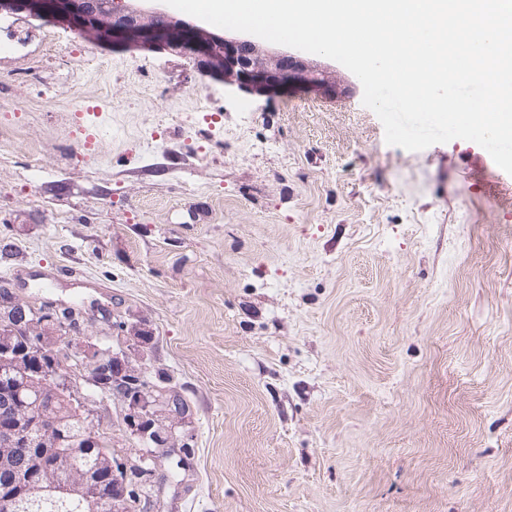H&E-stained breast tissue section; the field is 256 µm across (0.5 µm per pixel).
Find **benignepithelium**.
I'll use <instances>...</instances> for the list:
<instances>
[{
    "label": "benign epithelium",
    "mask_w": 512,
    "mask_h": 512,
    "mask_svg": "<svg viewBox=\"0 0 512 512\" xmlns=\"http://www.w3.org/2000/svg\"><path fill=\"white\" fill-rule=\"evenodd\" d=\"M3 12L26 13L56 20L89 39L110 46L140 50H174L204 76L249 94L287 95L296 90L324 96L336 94L326 71L316 70L286 48L264 49L246 37H228L162 11H146L136 0H123L119 12L108 13L99 0H0ZM24 332L33 346L20 350L14 337ZM63 325L46 309L8 302L0 314V512H30L35 494L50 504L53 493L87 512H147L151 506L154 465L168 454L186 457L190 435L178 399L134 365L123 347L104 345L91 336L63 341ZM112 372L108 399L124 407L123 422L145 450L132 465L135 480L117 484L105 494L101 487L115 476L119 464L101 447L94 428L79 438L62 430L56 395L69 394L73 414L90 420V392L104 389L103 375ZM92 455L80 467L75 449Z\"/></svg>",
    "instance_id": "obj_1"
}]
</instances>
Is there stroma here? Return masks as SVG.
<instances>
[{"label":"stroma","instance_id":"35a3bbf8","mask_svg":"<svg viewBox=\"0 0 512 512\" xmlns=\"http://www.w3.org/2000/svg\"><path fill=\"white\" fill-rule=\"evenodd\" d=\"M308 60L336 96L0 16V83L30 91L0 99V292L150 332L193 448L153 512H512V180L471 141L387 144ZM88 407L135 464L117 403Z\"/></svg>","mask_w":512,"mask_h":512}]
</instances>
